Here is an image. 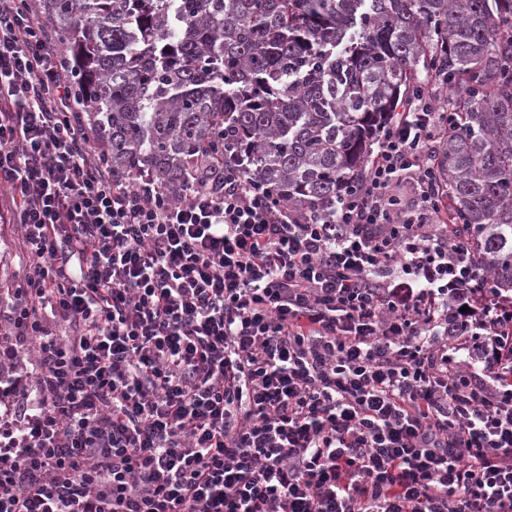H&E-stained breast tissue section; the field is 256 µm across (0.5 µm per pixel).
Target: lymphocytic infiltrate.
<instances>
[{"label": "lymphocytic infiltrate", "mask_w": 512, "mask_h": 512, "mask_svg": "<svg viewBox=\"0 0 512 512\" xmlns=\"http://www.w3.org/2000/svg\"><path fill=\"white\" fill-rule=\"evenodd\" d=\"M51 26L0 0V512H512V299L448 222L443 87L322 213L212 154L174 195L107 163ZM15 238L14 225L0 223V279L23 284L24 271L15 256Z\"/></svg>", "instance_id": "1"}]
</instances>
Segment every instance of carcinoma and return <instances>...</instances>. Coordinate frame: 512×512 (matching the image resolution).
Returning a JSON list of instances; mask_svg holds the SVG:
<instances>
[{
  "label": "carcinoma",
  "instance_id": "carcinoma-1",
  "mask_svg": "<svg viewBox=\"0 0 512 512\" xmlns=\"http://www.w3.org/2000/svg\"><path fill=\"white\" fill-rule=\"evenodd\" d=\"M112 168L178 186L219 149L283 204L368 176L386 114L448 78V220L512 292V0H43Z\"/></svg>",
  "mask_w": 512,
  "mask_h": 512
}]
</instances>
